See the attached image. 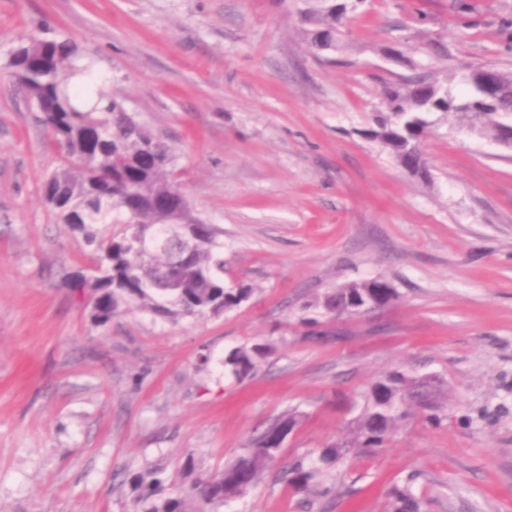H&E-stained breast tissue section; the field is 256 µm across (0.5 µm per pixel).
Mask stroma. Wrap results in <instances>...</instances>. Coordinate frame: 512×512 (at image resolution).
<instances>
[{
    "label": "stroma",
    "mask_w": 512,
    "mask_h": 512,
    "mask_svg": "<svg viewBox=\"0 0 512 512\" xmlns=\"http://www.w3.org/2000/svg\"><path fill=\"white\" fill-rule=\"evenodd\" d=\"M33 35L93 55L171 146L249 302L92 324L68 287L86 248L43 200L62 151L12 77ZM470 67L512 72V0H363L318 56L290 0H0V512H132L145 466L217 469L289 409L283 456L318 453L348 434L344 398L396 369L443 381L441 425L414 415L348 455L336 496L270 472L221 512H383L407 482L426 512H512V151L439 114L418 178L365 135L383 82ZM377 278L400 294L383 314L327 342L297 327L306 300ZM264 340L249 378L225 372ZM268 343H254L251 346L236 347L224 357V368L230 375L241 381L251 376L260 362L270 353Z\"/></svg>",
    "instance_id": "1"
}]
</instances>
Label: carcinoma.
Here are the masks:
<instances>
[{
	"label": "carcinoma",
	"mask_w": 512,
	"mask_h": 512,
	"mask_svg": "<svg viewBox=\"0 0 512 512\" xmlns=\"http://www.w3.org/2000/svg\"><path fill=\"white\" fill-rule=\"evenodd\" d=\"M314 54L334 49L337 25L334 0H292ZM86 64L80 68L78 61ZM93 61L70 39L31 37L18 48L10 66L26 94L41 101L37 121L64 148L65 156L44 184V199L57 223L92 247L93 275H77L72 288L87 293L95 325L112 322L120 309L134 307L178 322L217 317L240 307L253 288L224 285L221 231L195 215L176 176V156L162 139L126 111L123 101L100 84L96 101L77 105L83 93L71 79L90 70ZM490 75L497 97L487 104L474 77ZM462 81L468 92L457 98L448 80L402 77L382 86L383 108L373 114L368 138L382 144L407 174H427L422 142L435 113L455 114L476 134L493 141L512 132V73L473 68ZM120 224L110 232L107 227ZM398 292L384 279L353 281L332 288L303 305L320 314L356 316L365 307L381 309L396 302ZM306 335L335 338L319 330V320L303 316ZM267 343L236 347L225 355L224 368L241 381L251 376L270 353ZM439 384L394 370L350 403L352 439L323 448L317 455L296 456L284 463L279 479L307 495H328L336 484L324 476L350 451H373L386 445L403 420L413 414L439 425ZM301 415L283 413L253 436L231 463L198 473L183 469L186 485L170 493L165 469L151 466L135 474L133 512H219L229 500L248 494L279 460L281 433L298 427ZM424 502L410 486L389 494L388 512H422Z\"/></svg>",
	"instance_id": "1"
}]
</instances>
